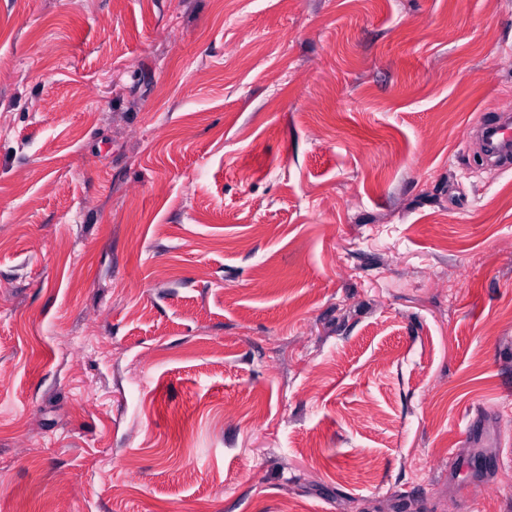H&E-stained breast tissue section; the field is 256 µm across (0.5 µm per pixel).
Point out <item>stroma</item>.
<instances>
[{
    "label": "stroma",
    "instance_id": "obj_1",
    "mask_svg": "<svg viewBox=\"0 0 512 512\" xmlns=\"http://www.w3.org/2000/svg\"><path fill=\"white\" fill-rule=\"evenodd\" d=\"M512 0H0V512H512Z\"/></svg>",
    "mask_w": 512,
    "mask_h": 512
}]
</instances>
